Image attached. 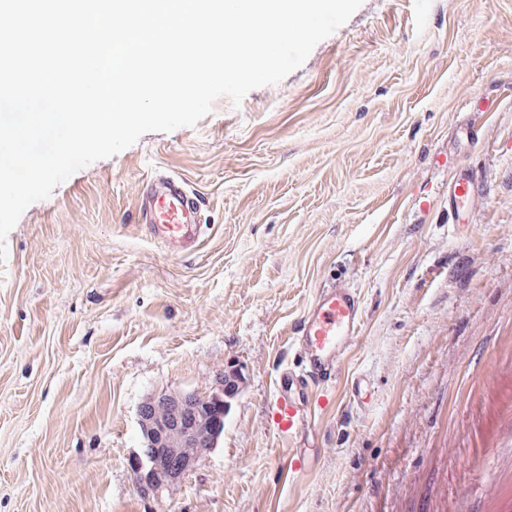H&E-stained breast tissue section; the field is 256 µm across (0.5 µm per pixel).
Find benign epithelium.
Segmentation results:
<instances>
[{
	"instance_id": "7a95c632",
	"label": "benign epithelium",
	"mask_w": 512,
	"mask_h": 512,
	"mask_svg": "<svg viewBox=\"0 0 512 512\" xmlns=\"http://www.w3.org/2000/svg\"><path fill=\"white\" fill-rule=\"evenodd\" d=\"M227 412L222 380L208 393L144 398L137 410L141 446L132 461L137 486L158 499L169 483L186 478L218 445Z\"/></svg>"
}]
</instances>
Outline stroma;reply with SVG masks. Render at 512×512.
<instances>
[{
  "instance_id": "obj_1",
  "label": "stroma",
  "mask_w": 512,
  "mask_h": 512,
  "mask_svg": "<svg viewBox=\"0 0 512 512\" xmlns=\"http://www.w3.org/2000/svg\"><path fill=\"white\" fill-rule=\"evenodd\" d=\"M464 124L480 138L456 159ZM460 160L490 192L455 229ZM151 173L197 194L196 247L139 224ZM6 246L0 512H512V0H362L277 84L74 173ZM338 277L361 338L316 466L284 481L265 403ZM238 361L250 384L217 447L162 500L138 491L143 398L212 390Z\"/></svg>"
}]
</instances>
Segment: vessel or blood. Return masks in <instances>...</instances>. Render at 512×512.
Returning a JSON list of instances; mask_svg holds the SVG:
<instances>
[{"mask_svg":"<svg viewBox=\"0 0 512 512\" xmlns=\"http://www.w3.org/2000/svg\"><path fill=\"white\" fill-rule=\"evenodd\" d=\"M488 192L480 170L473 165L458 166L448 183V199L458 207L474 206ZM138 220L175 250L198 244L201 236L200 203L177 176L147 179L138 204ZM363 323L361 294L348 281L339 278L318 290L292 336L299 363L279 372L265 406L278 434L295 439L311 429L316 418L314 394L330 389L357 343ZM249 382L248 370L237 364L226 366L225 398L237 399Z\"/></svg>","mask_w":512,"mask_h":512,"instance_id":"vessel-or-blood-1","label":"vessel or blood"}]
</instances>
